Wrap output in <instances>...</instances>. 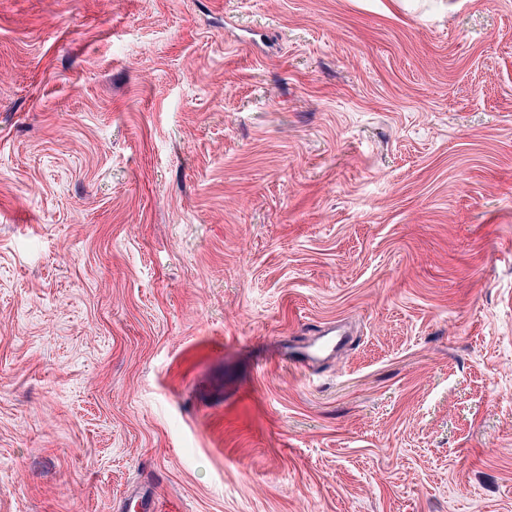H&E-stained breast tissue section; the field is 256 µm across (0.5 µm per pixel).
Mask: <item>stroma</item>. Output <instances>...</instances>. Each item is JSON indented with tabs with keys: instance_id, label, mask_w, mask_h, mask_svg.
Instances as JSON below:
<instances>
[{
	"instance_id": "1",
	"label": "stroma",
	"mask_w": 512,
	"mask_h": 512,
	"mask_svg": "<svg viewBox=\"0 0 512 512\" xmlns=\"http://www.w3.org/2000/svg\"><path fill=\"white\" fill-rule=\"evenodd\" d=\"M135 493L512 512V0H0V512ZM318 340H321L318 351L336 352L344 350L350 343L349 333L340 325L327 327L318 331Z\"/></svg>"
}]
</instances>
